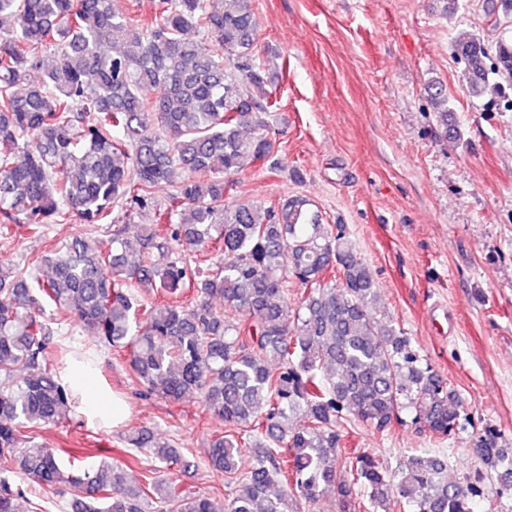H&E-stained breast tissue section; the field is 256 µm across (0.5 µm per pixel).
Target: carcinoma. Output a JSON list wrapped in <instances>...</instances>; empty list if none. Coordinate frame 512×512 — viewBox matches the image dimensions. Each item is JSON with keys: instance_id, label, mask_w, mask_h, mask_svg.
<instances>
[{"instance_id": "carcinoma-1", "label": "carcinoma", "mask_w": 512, "mask_h": 512, "mask_svg": "<svg viewBox=\"0 0 512 512\" xmlns=\"http://www.w3.org/2000/svg\"><path fill=\"white\" fill-rule=\"evenodd\" d=\"M149 7L152 20L134 23L114 0H0V20L12 22L0 30V237L73 218L93 234L116 207L129 220L156 217L140 225L136 248L118 228L108 251L74 237L61 254L0 262V512H17L16 477L72 488L68 512H213L209 498L161 474L189 462L146 430L128 438L157 463L139 486L117 464L66 468L62 449L33 443L79 399L47 363V306L99 344L126 349L148 391L172 403L195 395L236 428L214 435L205 454L232 475L253 449L226 512H306L325 494L346 509L358 488L370 512L398 503L474 512L481 481L449 480L445 455H411L393 473L345 451L349 416L383 432L405 410L442 437L468 418L411 338L373 315L377 284L344 225L324 223L304 197L276 209L224 198L226 176L276 146L282 72L262 61L252 0ZM110 32L124 35L122 46L108 45ZM456 49L469 94L492 73L512 79V42L468 38ZM431 103L448 124L445 87ZM208 246L219 258L204 272L195 256ZM290 275L303 288L295 304ZM186 290L188 307L144 300ZM474 444L497 497L512 501V448L491 430Z\"/></svg>"}]
</instances>
